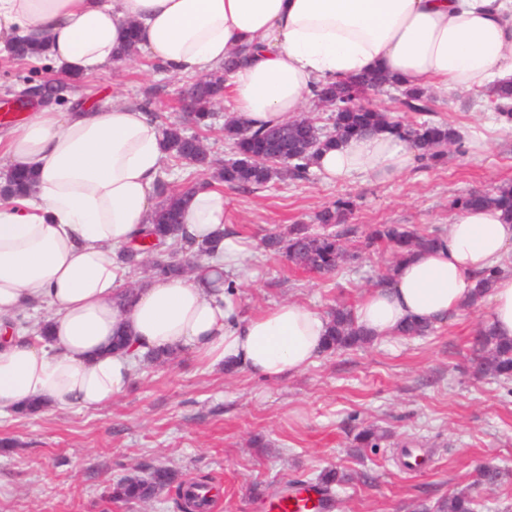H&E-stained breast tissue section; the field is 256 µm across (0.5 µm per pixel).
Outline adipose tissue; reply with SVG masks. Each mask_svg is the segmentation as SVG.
<instances>
[{"label": "adipose tissue", "mask_w": 512, "mask_h": 512, "mask_svg": "<svg viewBox=\"0 0 512 512\" xmlns=\"http://www.w3.org/2000/svg\"><path fill=\"white\" fill-rule=\"evenodd\" d=\"M136 48L179 75L214 71L229 55L224 96L236 119L257 128L297 116L316 84L380 70L403 85L445 90L512 82V0H0V58L25 40L42 45L63 75L119 61L128 26ZM417 151L386 133L351 137L318 154L329 182L396 175ZM167 156L162 129L138 107L93 102L69 112L42 108L0 129V184L33 170L32 193L0 200V414L31 402L103 408L120 396L136 360L150 352H193L210 367L234 364L274 381L313 364L329 321L294 302L235 319L217 271L240 250L225 235L224 190L197 187L182 235L216 257L191 275L152 276L119 306L118 252L139 240L156 209ZM512 223L494 207L465 209L441 248L395 269L388 287L354 308L377 338L408 322L447 324L476 282L496 273L489 324L512 338ZM54 312L25 322L30 305ZM132 341L112 350L115 331Z\"/></svg>", "instance_id": "adipose-tissue-1"}]
</instances>
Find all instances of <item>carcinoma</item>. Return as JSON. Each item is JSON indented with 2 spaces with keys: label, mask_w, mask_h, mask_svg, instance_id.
Returning a JSON list of instances; mask_svg holds the SVG:
<instances>
[{
  "label": "carcinoma",
  "mask_w": 512,
  "mask_h": 512,
  "mask_svg": "<svg viewBox=\"0 0 512 512\" xmlns=\"http://www.w3.org/2000/svg\"><path fill=\"white\" fill-rule=\"evenodd\" d=\"M236 64L230 57L224 67L214 72V78L204 83L189 86L185 95L192 101L196 121L206 122L209 109L224 93V76ZM386 85L397 86L399 82L380 72L363 74L345 82L325 84L316 90L322 101L334 104L333 133L323 134L309 118H295L277 126L252 129L232 119L224 125L225 136L232 141L236 159L216 172L217 177L243 191L267 186L273 179L281 177V169L301 179L308 175L313 157L320 151L338 145L354 135H370L389 132L414 145L422 161H439L447 154L448 148L459 145L457 133L448 125L423 121L411 125L403 118L391 116L389 112L369 109L361 102L359 94L378 91ZM490 102L494 104L499 120L512 122V84L502 85L491 90ZM399 104L408 112L424 116L432 112L430 100L425 91L418 87L402 89ZM163 146L169 157L185 161L186 155L196 148V138L184 135L176 126L163 130ZM32 172L20 170L10 176L0 187V195L9 198L28 194L34 186ZM156 192L161 197L151 224L147 225L136 248H126L119 252L118 260L127 270L150 265L152 273L166 277L184 275L182 261L158 251L159 247L170 250L178 245L180 217L188 191L169 190V184L157 179ZM493 206L503 211L512 220V185L503 186L494 193L471 195L464 208ZM315 219L322 231L315 232L308 224H292L284 232L275 233L264 239V247L275 254H283L288 261L300 268L320 274H333L349 258L342 241L343 236L352 232L350 228L338 229V210L325 207L317 212ZM373 245H382L391 251V262L379 279L377 286L389 284L392 273L404 259L418 253L434 250L443 245L438 233H417L403 224H379L367 234ZM496 273L491 272L482 278L467 302L475 306L489 293ZM373 341L372 336L356 325L352 310L338 304L329 313V331L325 339V350L333 351L349 347H362ZM474 361L480 373H492L505 380L512 379V340L497 336L492 328H481L473 337ZM384 435L372 428L364 429L355 436L357 446L377 448ZM176 474L168 467L156 468L149 477H128L115 484L109 497L122 501H150L161 491L175 482ZM204 485L178 487L176 509L185 512H204L208 497L195 493ZM477 503L467 490H460L441 500L437 512H475Z\"/></svg>",
  "instance_id": "cac0c4a2"
}]
</instances>
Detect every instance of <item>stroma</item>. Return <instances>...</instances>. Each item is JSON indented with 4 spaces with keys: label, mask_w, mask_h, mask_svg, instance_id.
Returning a JSON list of instances; mask_svg holds the SVG:
<instances>
[{
    "label": "stroma",
    "mask_w": 512,
    "mask_h": 512,
    "mask_svg": "<svg viewBox=\"0 0 512 512\" xmlns=\"http://www.w3.org/2000/svg\"><path fill=\"white\" fill-rule=\"evenodd\" d=\"M48 59L0 64V106L15 91L57 78ZM185 78L156 69L142 53L125 65L76 77L70 111L86 93L108 94L138 105L160 125L199 136L217 162L232 158L224 125L232 114L213 108L210 129L185 121L179 99ZM431 121L458 131L459 149L436 165L415 162L407 172L379 179L360 175L327 182L281 177L251 192L225 188L226 230L246 252L226 269L238 288V317L249 318L284 302L327 313L356 306L373 289L388 255L364 254L331 275L290 265L265 251V235L290 224H311L337 201L350 202L345 221L367 229L406 224L445 229L464 198L512 184V127L497 121L487 96L470 90L429 89ZM488 322V305L463 309L430 335L377 339L363 348L322 353L304 371L278 381L236 369L210 368L184 354L166 363L139 360L127 391L101 409L49 407L30 417L0 419V512H174L175 490L150 502H115L110 486L153 468L176 470L177 480L207 481L218 512H262L289 481L315 482L336 470L350 480L330 512H417L470 489L479 512H512V382L474 373L471 341ZM384 432L379 447L355 451L353 436ZM423 456L409 471L396 460L400 445ZM491 460L503 469L486 490L477 468Z\"/></svg>",
    "instance_id": "stroma-1"
}]
</instances>
